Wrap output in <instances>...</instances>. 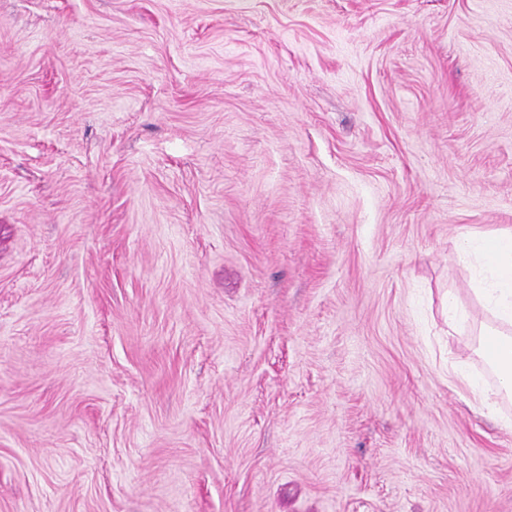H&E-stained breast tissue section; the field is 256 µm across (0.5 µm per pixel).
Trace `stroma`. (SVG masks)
Here are the masks:
<instances>
[{
    "instance_id": "stroma-1",
    "label": "stroma",
    "mask_w": 512,
    "mask_h": 512,
    "mask_svg": "<svg viewBox=\"0 0 512 512\" xmlns=\"http://www.w3.org/2000/svg\"><path fill=\"white\" fill-rule=\"evenodd\" d=\"M510 229L512 0H0V512H512ZM459 257L474 272V293L481 306L490 313L491 320L474 326L472 335L475 353L493 370L496 391L492 396L481 388L479 380L465 375L456 367L448 369L451 375L466 381L477 397L482 414L506 422L501 416L500 398L512 397V233L491 237L460 239ZM494 338L497 348L488 351V341Z\"/></svg>"
}]
</instances>
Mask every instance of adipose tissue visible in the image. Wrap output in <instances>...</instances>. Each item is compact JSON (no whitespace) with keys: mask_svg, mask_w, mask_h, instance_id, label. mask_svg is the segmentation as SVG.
<instances>
[{"mask_svg":"<svg viewBox=\"0 0 512 512\" xmlns=\"http://www.w3.org/2000/svg\"><path fill=\"white\" fill-rule=\"evenodd\" d=\"M459 257L475 279L474 293L490 313V321L474 327L475 351L493 370L495 393H488L479 380L467 383L477 397L482 414L500 419V399L512 397V233L491 237H462Z\"/></svg>","mask_w":512,"mask_h":512,"instance_id":"obj_1","label":"adipose tissue"}]
</instances>
